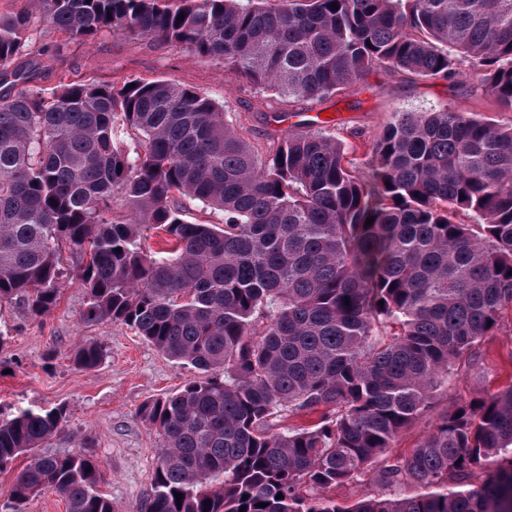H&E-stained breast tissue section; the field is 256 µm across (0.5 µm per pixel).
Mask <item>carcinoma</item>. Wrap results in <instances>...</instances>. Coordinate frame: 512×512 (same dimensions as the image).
<instances>
[{
	"label": "carcinoma",
	"instance_id": "1",
	"mask_svg": "<svg viewBox=\"0 0 512 512\" xmlns=\"http://www.w3.org/2000/svg\"><path fill=\"white\" fill-rule=\"evenodd\" d=\"M34 19L79 43L110 30L179 44L291 105L377 68L467 66L512 112V0H31L0 16V305L41 316L76 282L83 323L204 372L143 409L161 444L136 512H512V387L465 390L512 311V125L397 112L364 171L326 122L263 150L168 79L31 85ZM188 201L223 224L186 220ZM103 356L86 341L74 363ZM65 422L61 407L0 417V472L29 457L3 512L44 492L68 512H114L92 459L38 451ZM370 470L375 490L336 502ZM401 485L425 492L393 497Z\"/></svg>",
	"mask_w": 512,
	"mask_h": 512
}]
</instances>
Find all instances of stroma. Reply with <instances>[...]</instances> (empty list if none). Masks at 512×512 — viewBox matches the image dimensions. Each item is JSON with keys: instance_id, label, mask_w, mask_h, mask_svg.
I'll use <instances>...</instances> for the list:
<instances>
[{"instance_id": "stroma-1", "label": "stroma", "mask_w": 512, "mask_h": 512, "mask_svg": "<svg viewBox=\"0 0 512 512\" xmlns=\"http://www.w3.org/2000/svg\"><path fill=\"white\" fill-rule=\"evenodd\" d=\"M32 39L52 57L42 70L39 87L52 89L64 74L78 73L101 83L118 78L173 80L214 99L224 107L226 121L241 128L251 144L270 146L297 128L299 115L329 112L341 116L335 133L358 170L370 160L372 139L398 112H432L442 108L465 111L499 124L512 123L491 98L474 91L469 71L448 79H410L375 70L344 95L291 107L288 123L273 122L282 111L277 100L249 84L224 76L220 61L197 56L177 44L135 40L104 32L91 47L66 39L61 32L34 23ZM85 292L64 286L57 305L41 317L28 316L20 306L0 308V413L20 407H64L63 430L46 442V454L81 452L99 467V487L116 512H134L149 489L161 442L155 427L141 416L143 408L198 378L197 370L168 358L131 330L82 323ZM101 341L102 363L78 368L72 354L83 340ZM512 387V325L503 324L484 336L480 365L472 371L469 395Z\"/></svg>"}]
</instances>
